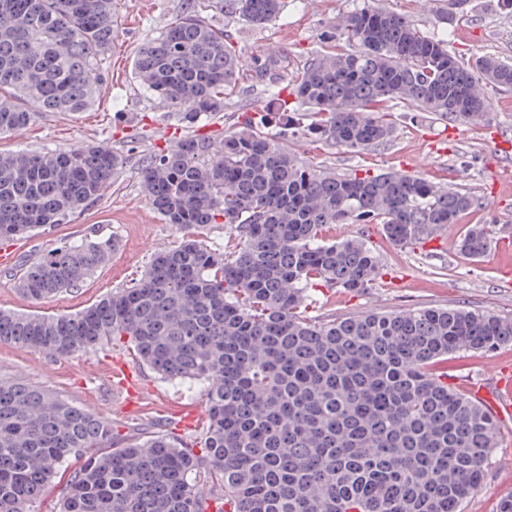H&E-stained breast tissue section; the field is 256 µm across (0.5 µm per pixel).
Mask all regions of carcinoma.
<instances>
[{"label": "carcinoma", "instance_id": "obj_1", "mask_svg": "<svg viewBox=\"0 0 512 512\" xmlns=\"http://www.w3.org/2000/svg\"><path fill=\"white\" fill-rule=\"evenodd\" d=\"M116 0H0V135L35 112H84L98 99ZM203 0L144 44L141 89L196 124L224 111L240 72L262 84L288 67L280 49L249 60L202 17ZM284 0H231L253 26ZM345 48L306 61L272 94L281 128L361 153L387 143L394 103L479 125L484 87L512 88V65L470 64L403 15L363 6L328 39ZM125 157L104 143L0 152V243L61 224L97 200ZM142 192L165 220L221 224L238 241L217 252L182 240L149 257L136 282L75 313L0 309V342L67 357L125 341L163 378L207 386V425L193 445L169 435L122 440L112 423L22 379H0V512H38L61 467L59 512H463L496 447L494 419L443 381L448 355L512 342V316L457 307L368 311L340 321L301 315L308 289L363 292L378 256L363 240L327 242L333 224H379L397 246L479 206L467 191L387 170L316 169L243 113L219 139L183 137L149 157ZM469 230L460 251L487 253ZM110 238L42 254L17 273L42 300L79 287L111 258ZM217 480L224 498L207 483Z\"/></svg>", "mask_w": 512, "mask_h": 512}]
</instances>
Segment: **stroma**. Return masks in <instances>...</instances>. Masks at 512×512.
Returning <instances> with one entry per match:
<instances>
[{"label":"stroma","instance_id":"stroma-1","mask_svg":"<svg viewBox=\"0 0 512 512\" xmlns=\"http://www.w3.org/2000/svg\"><path fill=\"white\" fill-rule=\"evenodd\" d=\"M468 15L452 26L440 23L438 13L448 0H285L276 21L255 27L226 10L224 0H208L204 16L214 28L226 31L245 57L273 48L288 53L287 76L272 85L244 76L215 118L199 121L194 129L181 125L173 109L147 95L133 74L139 48L157 37L187 6V0H117V27L111 51L103 62V82L96 104L84 112H38L20 133L0 137V151L23 149L66 150L85 142L107 144L122 153L126 165L95 202L57 224L19 241L18 264L39 257L63 243L76 244L96 235L114 239L117 249L109 263L99 268L80 288L32 301L17 289L14 272L0 269V308L19 312L73 313L112 294L141 276L155 248L179 243L184 233L166 224L148 204L140 186L146 158L158 150L174 148L175 139L187 133L216 134L232 127L240 109L265 113L272 87L285 86L307 59L328 49L326 32L331 23L362 6L394 10L409 16L427 35L444 39L448 49L469 60L492 55L512 63V12L500 0H472ZM489 125L450 124L429 112L398 103L388 116L394 126L390 142L361 153L290 137L275 122L263 131L289 153L321 169L350 173L368 168L410 171L451 188L470 191L479 199L474 211L440 236L426 235L412 245L391 244L377 224H335L324 237L366 240L378 255L382 276L375 288L362 293L340 288H315L303 312L316 320L342 319L363 311H403L428 307H459L512 315V287L505 270L512 258L487 254L473 261L458 247L475 225H492L501 233L503 215L512 210V198L493 195V179L512 177V154L499 153L495 139L512 140V89H491ZM456 139H449V126ZM120 364L132 374L147 396L127 407L122 390L111 385L106 364ZM512 366V343L491 351L457 353L448 357V378L462 382L471 374H485L494 367ZM21 377L82 406L112 422L124 439L169 434L187 442L199 441L202 430L186 426V418L206 409L203 383L163 379L137 357L129 344L72 357L17 348L0 342V378ZM512 497V461L493 453L478 489L466 501L464 512H497L502 500Z\"/></svg>","mask_w":512,"mask_h":512}]
</instances>
